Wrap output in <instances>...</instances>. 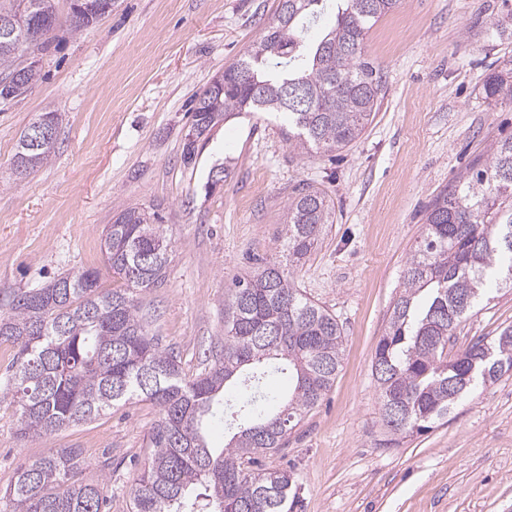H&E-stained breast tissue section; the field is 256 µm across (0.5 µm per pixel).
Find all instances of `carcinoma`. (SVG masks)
Listing matches in <instances>:
<instances>
[{
  "instance_id": "cac0c4a2",
  "label": "carcinoma",
  "mask_w": 512,
  "mask_h": 512,
  "mask_svg": "<svg viewBox=\"0 0 512 512\" xmlns=\"http://www.w3.org/2000/svg\"><path fill=\"white\" fill-rule=\"evenodd\" d=\"M27 2L42 49L57 24L40 0H0V21ZM334 2L336 20L320 40L307 22ZM399 0H279L274 16L244 58L224 70V92L205 89L194 100L195 140L242 112H277L288 121V143L302 153L339 151L357 139L384 95L383 69L363 55L374 25ZM512 38V10L491 20ZM26 47L0 36V98L14 99L39 80L21 66ZM296 92L286 97L285 91ZM482 98L512 101V60L487 73ZM54 149L32 151L20 136L13 164L31 174ZM424 233L406 260L401 289L375 347L376 383L386 445L427 432L478 386L512 371V329L490 343L451 352L448 343L490 288L512 290V137L494 142L426 207ZM332 223L322 190L293 189L284 209L288 264L257 259L232 280L224 304V348L195 375L161 347L140 315L141 300L165 281L171 238L159 209L126 206L112 217L102 250L121 282L106 288L99 270L60 273L40 288L0 301V341L15 348L6 393L22 437L48 436L95 419L118 403L148 401L159 417L148 457L130 489L132 512H293L295 473L263 468L259 459L284 447L288 433L332 388L343 336L336 316L305 297L295 273ZM288 375L282 396L269 379ZM222 413L229 440L208 446L205 423ZM78 448H50L21 465L0 490V512H103L104 482L81 478Z\"/></svg>"
}]
</instances>
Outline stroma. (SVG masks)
<instances>
[{"mask_svg":"<svg viewBox=\"0 0 512 512\" xmlns=\"http://www.w3.org/2000/svg\"><path fill=\"white\" fill-rule=\"evenodd\" d=\"M71 0L39 53L41 78L0 102V293L54 275L104 268L105 229L124 206L160 205L172 240L162 287L143 300L151 333L196 373L224 343L225 286L249 256L284 257L291 189H322L334 209L295 284L332 312L343 359L321 404L292 430L273 466L296 473L297 512H512V376L472 392L446 423L389 447L372 360L428 203L496 138L512 104L490 105L482 80L512 58L490 27L503 0H400L371 29L368 59L385 94L358 139L299 154L278 118L242 114L217 125L184 164L189 102L241 58L278 0H116L81 30ZM59 116L48 163L20 178L12 157L40 115ZM230 165L220 186L214 169ZM512 327V292L492 293L455 333L456 348ZM158 418L148 402L44 437L21 438L0 406V488L50 448H78L87 480L105 481V512H131L130 485Z\"/></svg>","mask_w":512,"mask_h":512,"instance_id":"1","label":"stroma"}]
</instances>
